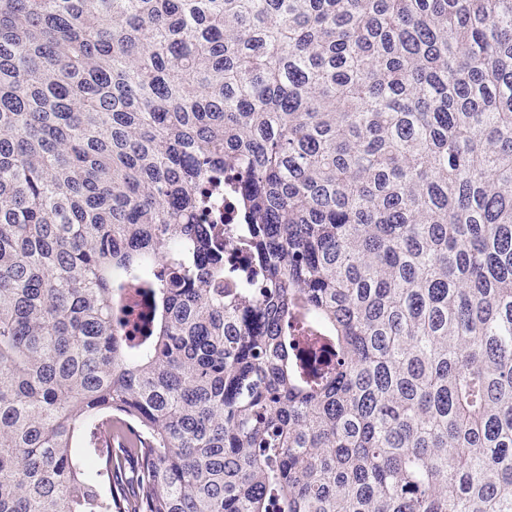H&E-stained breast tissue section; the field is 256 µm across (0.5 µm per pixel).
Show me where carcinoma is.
<instances>
[{
  "mask_svg": "<svg viewBox=\"0 0 512 512\" xmlns=\"http://www.w3.org/2000/svg\"><path fill=\"white\" fill-rule=\"evenodd\" d=\"M0 512H512V0H0ZM207 220L210 223L223 227V222L232 224L237 220V209L232 198L225 196L224 192L214 196L210 207H208Z\"/></svg>",
  "mask_w": 512,
  "mask_h": 512,
  "instance_id": "cac0c4a2",
  "label": "carcinoma"
}]
</instances>
